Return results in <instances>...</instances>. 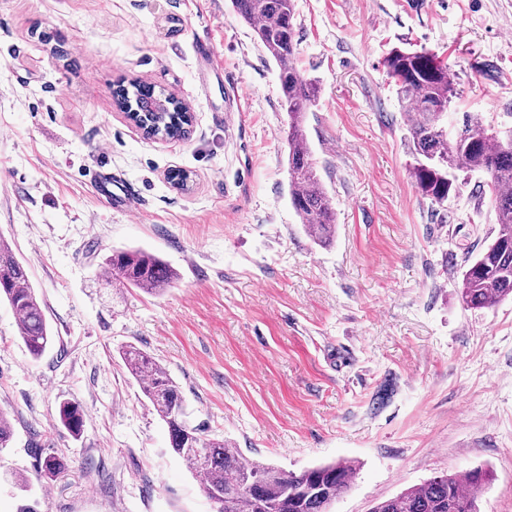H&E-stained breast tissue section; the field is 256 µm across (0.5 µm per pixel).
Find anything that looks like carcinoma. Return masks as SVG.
<instances>
[{"mask_svg":"<svg viewBox=\"0 0 512 512\" xmlns=\"http://www.w3.org/2000/svg\"><path fill=\"white\" fill-rule=\"evenodd\" d=\"M232 4L278 67L282 104L288 112L285 141L291 204L313 242L325 245L334 236L336 213L312 165L302 126L317 89L296 66L295 0H232ZM384 67L407 118L417 159L414 177L423 193L441 205L456 190L457 173L478 171L486 176V186L494 197L496 234L479 254L463 260V303L470 309H489L512 299V134L488 130L467 117L457 135L450 138L443 132L454 89L437 54L394 47L385 57ZM131 87L132 94L118 85L114 96L137 121L167 138L187 134L190 117L179 101L169 94L156 99L148 84L135 82ZM105 268L110 273L107 284L158 295L179 277L164 259L143 249L114 250L106 258ZM0 298L14 310L18 335L30 355H43L54 336L25 267L1 237ZM121 358L166 424L172 452L202 479L203 492L217 512H328L357 473V464L348 460L316 465L299 474L253 461L230 442L208 437L189 421L180 386L151 355L128 345ZM83 415L76 402L59 405V422L74 437L81 432ZM12 437L11 418L0 409V450ZM67 468V460L57 456L46 457L42 464L49 477H57ZM489 480V472L481 467L442 473L378 502L371 512H477V496Z\"/></svg>","mask_w":512,"mask_h":512,"instance_id":"carcinoma-1","label":"carcinoma"}]
</instances>
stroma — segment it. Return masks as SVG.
I'll list each match as a JSON object with an SVG mask.
<instances>
[{
	"mask_svg": "<svg viewBox=\"0 0 512 512\" xmlns=\"http://www.w3.org/2000/svg\"><path fill=\"white\" fill-rule=\"evenodd\" d=\"M295 26L319 88L304 127L336 210L327 247L290 202L277 67L230 0H0V236L55 338L32 358L0 300V512H216L127 371L129 344L193 424L254 461H355L332 512L477 466L479 512H512V301L460 298L495 205L479 172L441 206L421 191L383 66L404 43L435 51L451 111L512 130V0H296ZM200 37L222 76L194 57ZM134 80L189 106L187 137H145L116 107ZM97 168L138 190L134 213L93 192ZM129 247L178 280L159 296L106 286V256ZM64 400L84 409L80 437L58 422ZM54 454L71 467L50 479Z\"/></svg>",
	"mask_w": 512,
	"mask_h": 512,
	"instance_id": "stroma-1",
	"label": "stroma"
}]
</instances>
